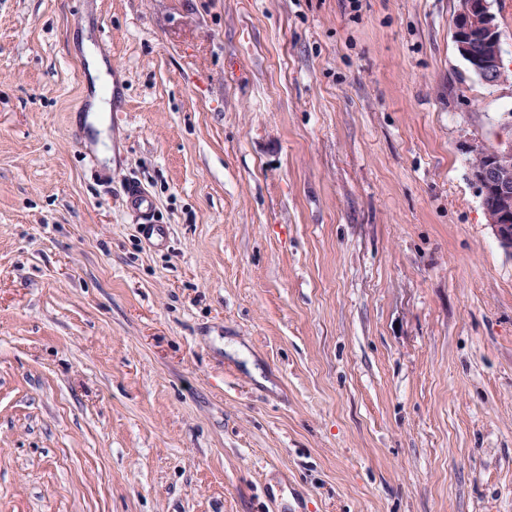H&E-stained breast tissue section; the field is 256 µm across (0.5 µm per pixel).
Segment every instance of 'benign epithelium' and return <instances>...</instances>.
<instances>
[{"label":"benign epithelium","mask_w":512,"mask_h":512,"mask_svg":"<svg viewBox=\"0 0 512 512\" xmlns=\"http://www.w3.org/2000/svg\"><path fill=\"white\" fill-rule=\"evenodd\" d=\"M480 36L487 51L475 59L474 70L482 81L495 85L504 80L498 25L488 0H461L454 20V39L461 56H472V39ZM485 198L494 205L485 209L499 244L512 252V146L495 149L474 172Z\"/></svg>","instance_id":"benign-epithelium-1"}]
</instances>
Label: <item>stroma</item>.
<instances>
[{
	"label": "stroma",
	"mask_w": 512,
	"mask_h": 512,
	"mask_svg": "<svg viewBox=\"0 0 512 512\" xmlns=\"http://www.w3.org/2000/svg\"><path fill=\"white\" fill-rule=\"evenodd\" d=\"M457 7L0 0V512H512L471 171L512 137V0L495 85ZM126 207L142 220L143 229L149 237L163 239L167 232L162 224H154V201L138 184L129 182L124 189Z\"/></svg>",
	"instance_id": "obj_1"
}]
</instances>
